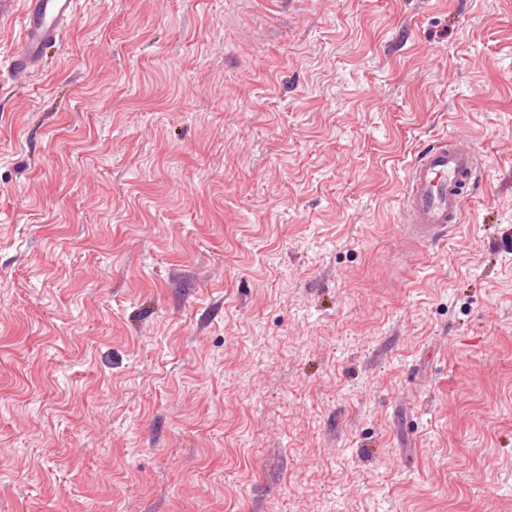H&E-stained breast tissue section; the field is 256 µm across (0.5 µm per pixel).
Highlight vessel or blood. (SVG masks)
I'll use <instances>...</instances> for the list:
<instances>
[{
    "instance_id": "vessel-or-blood-1",
    "label": "vessel or blood",
    "mask_w": 512,
    "mask_h": 512,
    "mask_svg": "<svg viewBox=\"0 0 512 512\" xmlns=\"http://www.w3.org/2000/svg\"><path fill=\"white\" fill-rule=\"evenodd\" d=\"M77 9L78 0H24L22 33L7 64L11 78L38 71L47 49L60 45ZM478 167L474 148L455 135L421 152L409 168L402 198L406 235L431 246L454 232L474 196Z\"/></svg>"
}]
</instances>
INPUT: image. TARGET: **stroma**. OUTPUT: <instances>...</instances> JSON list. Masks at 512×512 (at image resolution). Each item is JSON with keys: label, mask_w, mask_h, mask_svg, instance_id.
Here are the masks:
<instances>
[{"label": "stroma", "mask_w": 512, "mask_h": 512, "mask_svg": "<svg viewBox=\"0 0 512 512\" xmlns=\"http://www.w3.org/2000/svg\"><path fill=\"white\" fill-rule=\"evenodd\" d=\"M0 512H512V0H81L0 75ZM478 167L474 148L456 135L421 152L409 168L402 198L406 235L431 246L454 232L474 197Z\"/></svg>", "instance_id": "obj_1"}]
</instances>
